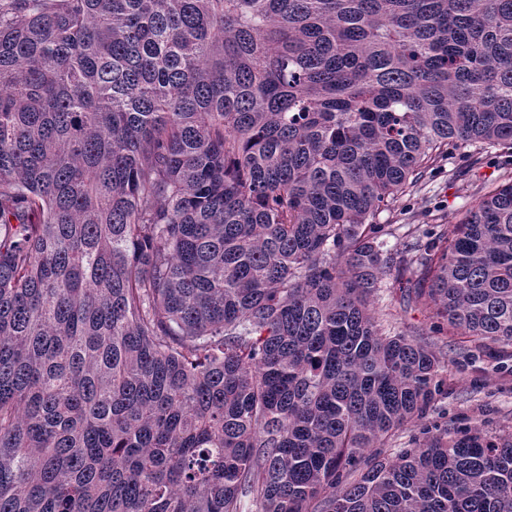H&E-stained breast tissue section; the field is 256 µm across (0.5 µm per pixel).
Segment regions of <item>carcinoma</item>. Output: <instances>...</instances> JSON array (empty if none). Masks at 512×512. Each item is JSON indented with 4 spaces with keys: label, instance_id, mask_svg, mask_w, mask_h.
<instances>
[{
    "label": "carcinoma",
    "instance_id": "obj_1",
    "mask_svg": "<svg viewBox=\"0 0 512 512\" xmlns=\"http://www.w3.org/2000/svg\"><path fill=\"white\" fill-rule=\"evenodd\" d=\"M512 149V0H0V512H512V435L378 452L512 358V179L431 241L379 214ZM369 307L387 331L408 336L429 332L431 321L425 310L403 300L398 288H380Z\"/></svg>",
    "mask_w": 512,
    "mask_h": 512
}]
</instances>
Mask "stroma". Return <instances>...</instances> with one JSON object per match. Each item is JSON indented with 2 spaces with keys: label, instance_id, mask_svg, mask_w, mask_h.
I'll return each instance as SVG.
<instances>
[{
  "label": "stroma",
  "instance_id": "35a3bbf8",
  "mask_svg": "<svg viewBox=\"0 0 512 512\" xmlns=\"http://www.w3.org/2000/svg\"><path fill=\"white\" fill-rule=\"evenodd\" d=\"M507 172L512 173L511 153L497 149L480 152L472 147L453 151L425 172L418 189L398 196L391 208L379 215L388 246L424 237L438 224L459 223L472 203ZM370 309L393 333L411 336L428 332L431 326L425 310L403 300L395 288L380 289ZM448 354L452 360L448 393L436 402L428 425L489 437L512 433V359H495L458 339L449 342Z\"/></svg>",
  "mask_w": 512,
  "mask_h": 512
}]
</instances>
